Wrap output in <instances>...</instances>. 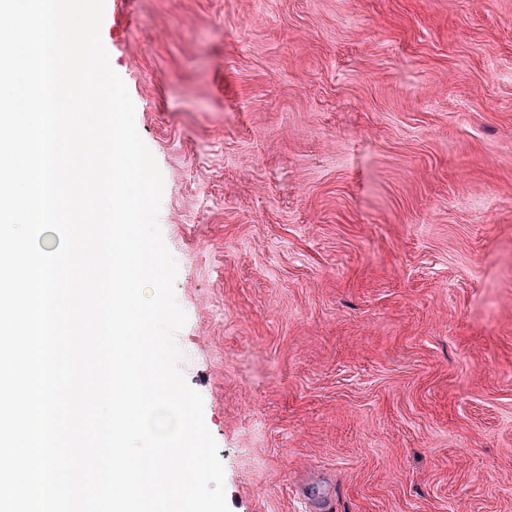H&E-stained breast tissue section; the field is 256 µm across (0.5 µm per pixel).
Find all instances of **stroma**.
Segmentation results:
<instances>
[{
  "instance_id": "obj_1",
  "label": "stroma",
  "mask_w": 512,
  "mask_h": 512,
  "mask_svg": "<svg viewBox=\"0 0 512 512\" xmlns=\"http://www.w3.org/2000/svg\"><path fill=\"white\" fill-rule=\"evenodd\" d=\"M101 38L230 512H512V0H105Z\"/></svg>"
}]
</instances>
